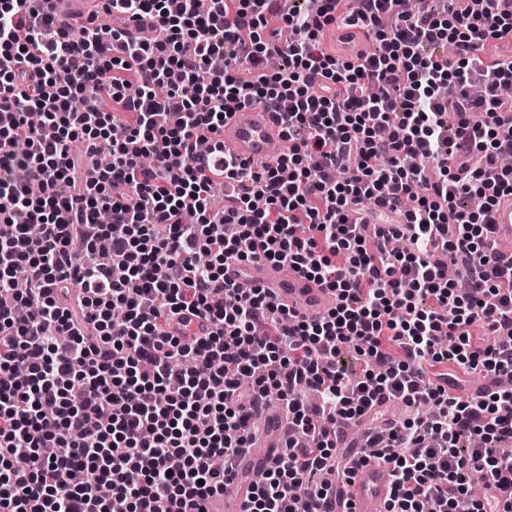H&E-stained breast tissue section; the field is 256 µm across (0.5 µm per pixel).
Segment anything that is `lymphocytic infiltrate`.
Masks as SVG:
<instances>
[{"label": "lymphocytic infiltrate", "instance_id": "1", "mask_svg": "<svg viewBox=\"0 0 512 512\" xmlns=\"http://www.w3.org/2000/svg\"><path fill=\"white\" fill-rule=\"evenodd\" d=\"M105 9L141 35L72 33L39 0H0V512H175L232 484L274 399L293 435L243 512H327L337 433L391 401L411 417L367 439L390 466L387 512H496L512 498V388L463 401L440 366L512 376V262L491 220L512 196V59L481 55L512 39V0ZM340 15L375 52H328ZM276 104V165L222 155L227 118ZM217 165L238 186L228 205ZM255 258L335 304L310 320L225 279ZM184 313L211 326L190 345L165 329ZM477 323L494 343H473Z\"/></svg>", "mask_w": 512, "mask_h": 512}]
</instances>
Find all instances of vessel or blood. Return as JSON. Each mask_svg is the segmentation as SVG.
Wrapping results in <instances>:
<instances>
[{"label": "vessel or blood", "instance_id": "1", "mask_svg": "<svg viewBox=\"0 0 512 512\" xmlns=\"http://www.w3.org/2000/svg\"><path fill=\"white\" fill-rule=\"evenodd\" d=\"M99 11V0H81L70 10L61 12L63 27L73 28ZM224 149L260 166L276 163L272 145H287L283 125L277 110L252 109L234 113L225 123L220 136ZM492 222L499 240H512V197L501 201ZM225 276L231 280L246 279L253 285L268 289L275 303L315 319L334 302L335 297L297 273L290 265L255 262L247 266L230 264ZM263 420L273 422L274 428L264 444L269 448L283 447L288 437V422L281 406L268 403L262 410ZM245 489L240 485L208 495L203 501H188L182 512H241ZM390 497V478L387 464L376 457H359L351 466L349 479L342 488L341 498L330 499V512H386Z\"/></svg>", "mask_w": 512, "mask_h": 512}]
</instances>
